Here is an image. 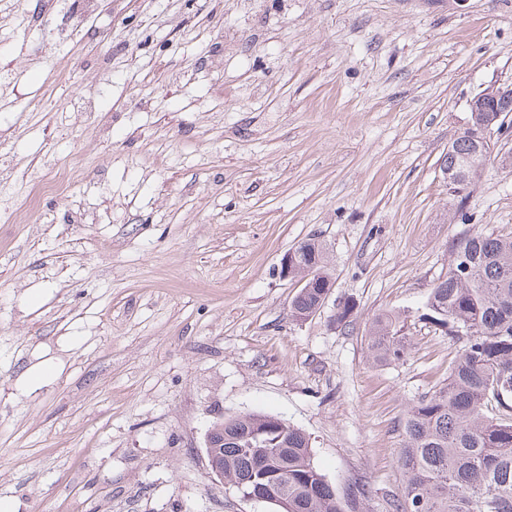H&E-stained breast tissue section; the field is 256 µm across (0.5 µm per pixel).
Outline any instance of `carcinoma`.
Returning a JSON list of instances; mask_svg holds the SVG:
<instances>
[{"label": "carcinoma", "mask_w": 512, "mask_h": 512, "mask_svg": "<svg viewBox=\"0 0 512 512\" xmlns=\"http://www.w3.org/2000/svg\"><path fill=\"white\" fill-rule=\"evenodd\" d=\"M500 108L501 101L490 97L470 113L443 156L442 173L484 165L473 132ZM299 249L293 274H313L321 282L300 289L291 303V316L303 321L316 314L333 281L316 239L302 241ZM427 309V319L461 346L448 382L406 411L397 458L405 483L389 498V512H512V237L478 231L460 237ZM400 319L391 312L372 319L367 350L375 363L407 357L410 342ZM269 418L252 413L211 426L212 467L238 494H266L279 503L277 512H372L369 488L337 493L313 462L310 437Z\"/></svg>", "instance_id": "cac0c4a2"}]
</instances>
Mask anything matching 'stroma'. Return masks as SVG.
I'll return each mask as SVG.
<instances>
[{
  "label": "stroma",
  "mask_w": 512,
  "mask_h": 512,
  "mask_svg": "<svg viewBox=\"0 0 512 512\" xmlns=\"http://www.w3.org/2000/svg\"><path fill=\"white\" fill-rule=\"evenodd\" d=\"M46 2L0 0V500L275 512L206 450L214 421L262 412L386 512L405 412L458 349L429 293L457 238L512 237V130L466 217L440 170L467 99L512 84V0H98L69 38ZM81 97L95 111L64 113ZM83 146L65 196L17 208ZM312 237L334 285L295 321L281 260ZM388 310L410 352L376 365Z\"/></svg>",
  "instance_id": "35a3bbf8"
}]
</instances>
